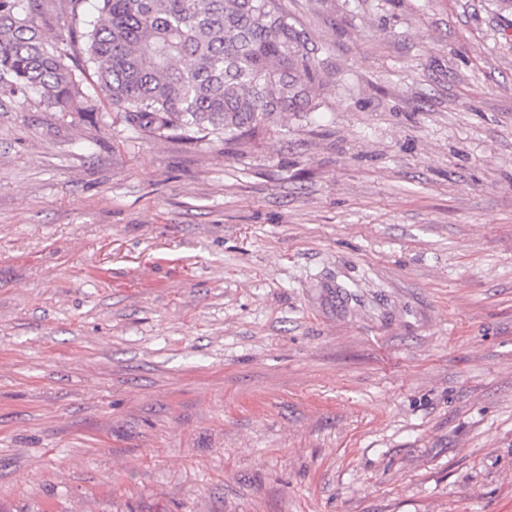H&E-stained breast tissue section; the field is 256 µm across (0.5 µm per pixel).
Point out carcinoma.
I'll return each instance as SVG.
<instances>
[{
    "label": "carcinoma",
    "mask_w": 512,
    "mask_h": 512,
    "mask_svg": "<svg viewBox=\"0 0 512 512\" xmlns=\"http://www.w3.org/2000/svg\"><path fill=\"white\" fill-rule=\"evenodd\" d=\"M86 2L0 0V98L88 117L91 70L128 131L187 141L252 138L316 108L318 48L277 0Z\"/></svg>",
    "instance_id": "cac0c4a2"
}]
</instances>
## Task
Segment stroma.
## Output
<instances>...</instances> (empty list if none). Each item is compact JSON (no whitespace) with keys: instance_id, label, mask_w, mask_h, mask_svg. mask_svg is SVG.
Here are the masks:
<instances>
[{"instance_id":"obj_1","label":"stroma","mask_w":512,"mask_h":512,"mask_svg":"<svg viewBox=\"0 0 512 512\" xmlns=\"http://www.w3.org/2000/svg\"><path fill=\"white\" fill-rule=\"evenodd\" d=\"M278 5L275 133L0 107V512H512V12Z\"/></svg>"}]
</instances>
